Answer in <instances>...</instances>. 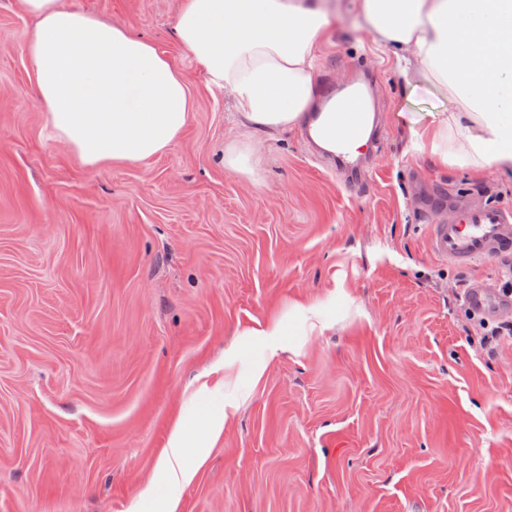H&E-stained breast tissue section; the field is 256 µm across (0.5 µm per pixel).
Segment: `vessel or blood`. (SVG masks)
I'll use <instances>...</instances> for the list:
<instances>
[{
    "instance_id": "1",
    "label": "vessel or blood",
    "mask_w": 512,
    "mask_h": 512,
    "mask_svg": "<svg viewBox=\"0 0 512 512\" xmlns=\"http://www.w3.org/2000/svg\"><path fill=\"white\" fill-rule=\"evenodd\" d=\"M362 116L351 99H343L334 116L324 122V130L336 139L354 134ZM430 248L439 258L465 265L489 256L512 251V209L487 204L479 208L459 205L456 215L445 224L429 227ZM466 305L483 311L502 305L503 300L481 285L469 287Z\"/></svg>"
}]
</instances>
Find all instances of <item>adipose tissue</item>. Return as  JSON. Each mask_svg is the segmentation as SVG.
I'll use <instances>...</instances> for the list:
<instances>
[{
    "label": "adipose tissue",
    "mask_w": 512,
    "mask_h": 512,
    "mask_svg": "<svg viewBox=\"0 0 512 512\" xmlns=\"http://www.w3.org/2000/svg\"><path fill=\"white\" fill-rule=\"evenodd\" d=\"M22 4L36 21L27 54L47 123L85 165L143 162L180 137L193 102L151 41L63 0ZM345 6L406 86L449 103L412 123V150L476 178L512 173V0H181L178 40L235 111L225 169L258 183L265 138L304 122L335 150L308 117L330 18ZM185 431L176 420L159 459L171 485L190 484L207 459Z\"/></svg>",
    "instance_id": "1"
}]
</instances>
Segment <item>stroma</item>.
Wrapping results in <instances>:
<instances>
[{"instance_id": "stroma-1", "label": "stroma", "mask_w": 512, "mask_h": 512, "mask_svg": "<svg viewBox=\"0 0 512 512\" xmlns=\"http://www.w3.org/2000/svg\"><path fill=\"white\" fill-rule=\"evenodd\" d=\"M64 2L149 39L193 109L164 153L84 165L39 104L33 19L0 0V512H512V344L484 348L463 303L504 258H438L427 229L455 197L512 208V177L410 149L447 101L341 16L318 80L368 70L363 183L297 128L256 188L224 167L230 109L179 46L180 0ZM219 408L194 481L166 484L173 420L200 441Z\"/></svg>"}]
</instances>
